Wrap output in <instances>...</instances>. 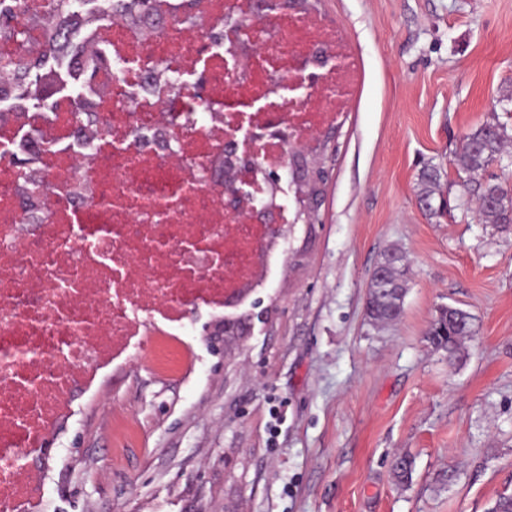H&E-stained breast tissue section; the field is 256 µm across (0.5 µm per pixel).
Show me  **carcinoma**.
Listing matches in <instances>:
<instances>
[{
	"mask_svg": "<svg viewBox=\"0 0 512 512\" xmlns=\"http://www.w3.org/2000/svg\"><path fill=\"white\" fill-rule=\"evenodd\" d=\"M123 15L132 25H139L154 18L151 0H120ZM98 24L93 13H78L71 7V0H54L47 20L49 35L39 54H23L9 66L14 83L25 89L31 99L42 97L44 86L62 82L61 72L46 64L49 59L60 63L69 61L80 64L81 78L78 92L73 95L74 120L81 132L89 131L95 136L105 133L99 113L95 112L97 101L105 94L104 86L97 84V75L112 68V60L89 48L88 45L70 38L71 32L81 30L90 33ZM34 18L20 19L10 9H0V36L24 42ZM512 138L506 125L493 117L476 130L466 133L460 141L457 157L462 170L469 174V193L489 203L478 210L484 224H496L503 229L512 226V188L496 182L477 179L493 163L503 159V144ZM445 170L436 164H424L418 173L420 185L419 202L432 216H440L448 210L447 201L440 194ZM379 265L387 270V278L371 282L366 306L370 321L376 325H387L398 321L404 310L408 265L396 247L388 248ZM472 334V317L456 307H443L431 323L428 339L448 353V360L459 359L461 340ZM413 461L402 455L395 459L394 475L401 484L412 481Z\"/></svg>",
	"mask_w": 512,
	"mask_h": 512,
	"instance_id": "carcinoma-1",
	"label": "carcinoma"
}]
</instances>
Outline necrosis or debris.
I'll return each mask as SVG.
<instances>
[{
    "mask_svg": "<svg viewBox=\"0 0 512 512\" xmlns=\"http://www.w3.org/2000/svg\"><path fill=\"white\" fill-rule=\"evenodd\" d=\"M163 3L165 24L145 33L110 0H79L101 15L96 47L112 60L97 107L109 136L78 134L69 102L0 97V512H17L37 494L31 462L68 412L76 383L93 385L155 329V360L174 367L187 312L223 309L260 270L265 225L224 210L218 159L228 103L264 105L245 128L262 186L287 150L314 147L319 131L335 125L358 84L349 47L319 15L200 0L187 22L184 0ZM228 11L256 15L262 43L211 38ZM319 48L337 56V69L307 102L288 99L280 77ZM154 62L166 78L150 87L145 69ZM194 72L201 94L170 89ZM44 127L48 137L35 138ZM176 129L175 151L148 139ZM21 145L33 149L37 224L19 203V172L8 159Z\"/></svg>",
    "mask_w": 512,
    "mask_h": 512,
    "instance_id": "4bbe7bcc",
    "label": "necrosis or debris"
}]
</instances>
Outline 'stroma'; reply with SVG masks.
I'll list each match as a JSON object with an SVG mask.
<instances>
[{
    "label": "stroma",
    "instance_id": "stroma-1",
    "mask_svg": "<svg viewBox=\"0 0 512 512\" xmlns=\"http://www.w3.org/2000/svg\"><path fill=\"white\" fill-rule=\"evenodd\" d=\"M360 81L328 135L319 224L294 225L262 286L188 311L169 370L145 337L74 386L26 512H488L512 494V230L462 208L460 137L512 129V0H321ZM448 213L418 205L424 163ZM411 263L404 313L365 315L384 251ZM467 311L460 359L429 342ZM414 460L410 484L392 464Z\"/></svg>",
    "mask_w": 512,
    "mask_h": 512
}]
</instances>
